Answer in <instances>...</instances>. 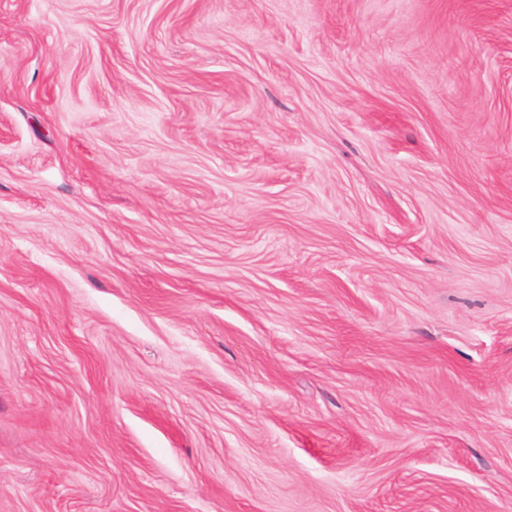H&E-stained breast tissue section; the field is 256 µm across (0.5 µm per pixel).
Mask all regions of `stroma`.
Here are the masks:
<instances>
[{
  "instance_id": "35a3bbf8",
  "label": "stroma",
  "mask_w": 512,
  "mask_h": 512,
  "mask_svg": "<svg viewBox=\"0 0 512 512\" xmlns=\"http://www.w3.org/2000/svg\"><path fill=\"white\" fill-rule=\"evenodd\" d=\"M0 512H512V0H0Z\"/></svg>"
}]
</instances>
